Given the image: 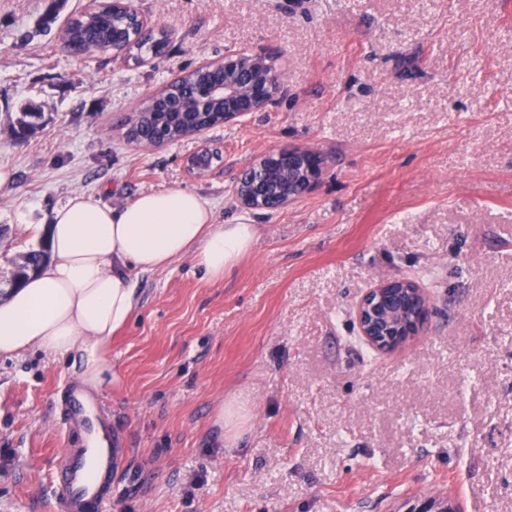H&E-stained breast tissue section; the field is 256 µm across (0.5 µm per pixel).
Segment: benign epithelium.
Here are the masks:
<instances>
[{"label":"benign epithelium","instance_id":"obj_1","mask_svg":"<svg viewBox=\"0 0 512 512\" xmlns=\"http://www.w3.org/2000/svg\"><path fill=\"white\" fill-rule=\"evenodd\" d=\"M273 51L261 47L249 53L227 52L224 62L210 65V71L224 75L222 84L193 97V108L205 111L215 99L224 100V125L234 124L248 112H261L273 105L283 92L278 75L266 73ZM211 149L204 145L187 160L188 169L202 174L211 166ZM278 164L266 193L255 195L244 178H239L235 194L249 209L284 208L311 191L322 179L325 160L310 147L270 148L256 156L248 167L249 179L260 182L267 167ZM431 307L418 284L407 278L383 280L368 289L356 305V319L363 339L374 349L391 352L428 324ZM406 512H457L451 500L417 498Z\"/></svg>","mask_w":512,"mask_h":512}]
</instances>
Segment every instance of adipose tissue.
<instances>
[{"label": "adipose tissue", "instance_id": "ef3b65f1", "mask_svg": "<svg viewBox=\"0 0 512 512\" xmlns=\"http://www.w3.org/2000/svg\"><path fill=\"white\" fill-rule=\"evenodd\" d=\"M199 194L168 189L113 208L83 195L34 225L50 261L0 296V356L35 349L79 357L80 378L96 389L112 378V335L132 319V273L168 267L186 255L213 282L223 281L254 246L256 225L216 224Z\"/></svg>", "mask_w": 512, "mask_h": 512}]
</instances>
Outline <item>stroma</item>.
Instances as JSON below:
<instances>
[{
    "label": "stroma",
    "instance_id": "1",
    "mask_svg": "<svg viewBox=\"0 0 512 512\" xmlns=\"http://www.w3.org/2000/svg\"><path fill=\"white\" fill-rule=\"evenodd\" d=\"M167 53L75 58L60 32L89 0H0V283L39 249L31 225L82 193L120 206L184 189L213 221L259 227L223 281L185 256L134 274L98 395L124 450L106 512H405L451 492L512 512V0H131ZM56 10L51 31L39 19ZM267 47L286 93L205 138L159 148L123 126L152 94L228 50ZM37 128L16 135L20 113ZM219 154L194 174L201 146ZM310 146L321 182L243 207L261 151ZM414 279L435 312L391 353L355 306ZM74 358H0V512H56L76 437L58 396ZM246 417L223 437L219 407Z\"/></svg>",
    "mask_w": 512,
    "mask_h": 512
}]
</instances>
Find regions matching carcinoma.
<instances>
[{"label":"carcinoma","instance_id":"cac0c4a2","mask_svg":"<svg viewBox=\"0 0 512 512\" xmlns=\"http://www.w3.org/2000/svg\"><path fill=\"white\" fill-rule=\"evenodd\" d=\"M63 44L75 57L86 55H107L115 50L124 52L128 57L139 60L143 49L158 53L162 41L153 40L152 36L140 33L136 13L112 12V5L106 3L94 13H85L71 20L62 35ZM211 81V74L200 69L185 75L180 81L167 87L173 96L190 98L193 90ZM224 118V105L220 104L203 114H191L181 117L152 107H145L135 119L127 139L135 141L140 137L153 136L159 128H164L163 135L174 142L182 138L190 128L198 124L216 125ZM45 249L31 250L23 256L12 281H23L36 272L46 261Z\"/></svg>","mask_w":512,"mask_h":512}]
</instances>
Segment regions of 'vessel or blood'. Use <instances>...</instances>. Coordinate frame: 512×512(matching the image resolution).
Returning <instances> with one entry per match:
<instances>
[{
    "label": "vessel or blood",
    "mask_w": 512,
    "mask_h": 512,
    "mask_svg": "<svg viewBox=\"0 0 512 512\" xmlns=\"http://www.w3.org/2000/svg\"><path fill=\"white\" fill-rule=\"evenodd\" d=\"M62 404L63 420L80 432L81 443L55 474L57 512H106L121 457L106 434L105 408L78 386L63 393Z\"/></svg>",
    "instance_id": "vessel-or-blood-1"
}]
</instances>
